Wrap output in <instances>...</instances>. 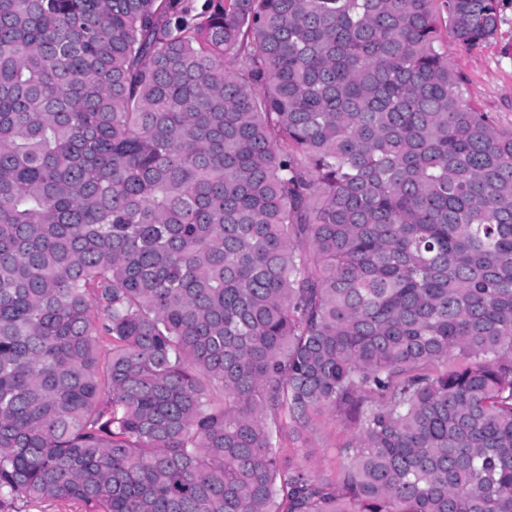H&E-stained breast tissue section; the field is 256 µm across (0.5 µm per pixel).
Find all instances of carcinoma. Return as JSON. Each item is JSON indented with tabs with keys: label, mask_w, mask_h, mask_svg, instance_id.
Here are the masks:
<instances>
[{
	"label": "carcinoma",
	"mask_w": 512,
	"mask_h": 512,
	"mask_svg": "<svg viewBox=\"0 0 512 512\" xmlns=\"http://www.w3.org/2000/svg\"><path fill=\"white\" fill-rule=\"evenodd\" d=\"M500 13L0 0V502L512 512V129L440 31ZM356 431V425L340 415L325 413L300 439L291 435L285 441L283 457L286 464L289 460L303 466L314 479H335L342 464L339 450Z\"/></svg>",
	"instance_id": "obj_1"
}]
</instances>
